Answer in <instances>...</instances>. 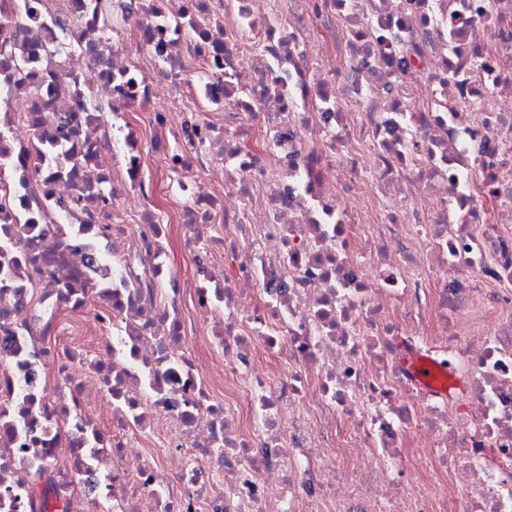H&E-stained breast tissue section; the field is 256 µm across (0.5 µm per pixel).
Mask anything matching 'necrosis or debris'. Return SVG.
<instances>
[{"instance_id":"necrosis-or-debris-1","label":"necrosis or debris","mask_w":512,"mask_h":512,"mask_svg":"<svg viewBox=\"0 0 512 512\" xmlns=\"http://www.w3.org/2000/svg\"><path fill=\"white\" fill-rule=\"evenodd\" d=\"M0 512H512V0H0Z\"/></svg>"}]
</instances>
